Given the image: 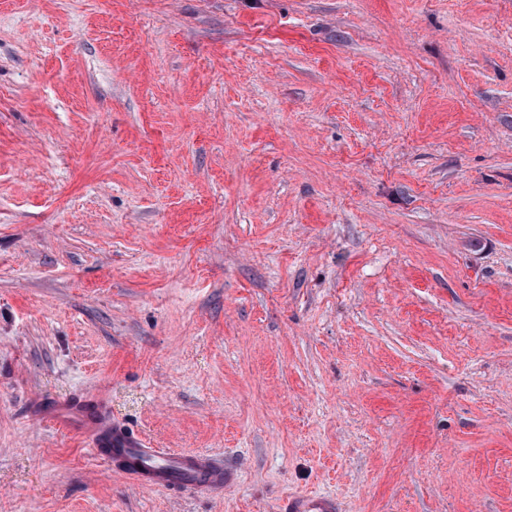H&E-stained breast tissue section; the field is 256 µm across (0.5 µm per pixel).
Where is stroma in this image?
<instances>
[{"label": "stroma", "mask_w": 512, "mask_h": 512, "mask_svg": "<svg viewBox=\"0 0 512 512\" xmlns=\"http://www.w3.org/2000/svg\"><path fill=\"white\" fill-rule=\"evenodd\" d=\"M315 494L512 512V0H0V512ZM68 411L71 415L56 410L52 419L74 422L87 437L94 453L112 458L116 468L139 485L166 489L177 485L215 492L224 490L234 481V473L224 466L221 457L155 448L146 438L127 435L106 420L103 404L90 402L84 410L69 405Z\"/></svg>", "instance_id": "1"}]
</instances>
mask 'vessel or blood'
I'll list each match as a JSON object with an SVG mask.
<instances>
[{
    "instance_id": "1",
    "label": "vessel or blood",
    "mask_w": 512,
    "mask_h": 512,
    "mask_svg": "<svg viewBox=\"0 0 512 512\" xmlns=\"http://www.w3.org/2000/svg\"><path fill=\"white\" fill-rule=\"evenodd\" d=\"M70 419L81 428L94 453L110 459L116 468L139 485L150 488L189 487L200 491H221L234 474L221 457L205 453L177 452L154 447L145 438H134L109 423L102 404L85 408L70 406ZM292 512H335L326 497H300L292 501Z\"/></svg>"
}]
</instances>
